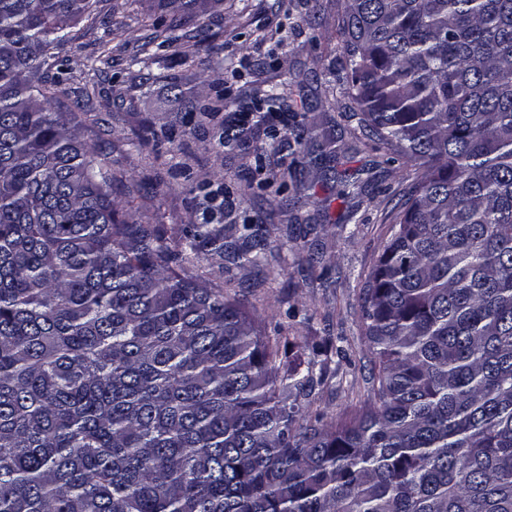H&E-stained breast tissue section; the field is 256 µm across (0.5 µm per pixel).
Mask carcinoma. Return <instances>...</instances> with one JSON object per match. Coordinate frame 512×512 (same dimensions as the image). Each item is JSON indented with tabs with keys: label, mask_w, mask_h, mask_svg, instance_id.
I'll return each instance as SVG.
<instances>
[{
	"label": "carcinoma",
	"mask_w": 512,
	"mask_h": 512,
	"mask_svg": "<svg viewBox=\"0 0 512 512\" xmlns=\"http://www.w3.org/2000/svg\"><path fill=\"white\" fill-rule=\"evenodd\" d=\"M98 2L0 0V512H512V0H342L362 126L423 174L361 292L370 393L327 422L305 400L332 345L297 360L180 273L221 231L174 249L118 218L112 170L30 83ZM168 3L170 48L207 4Z\"/></svg>",
	"instance_id": "obj_1"
}]
</instances>
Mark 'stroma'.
Listing matches in <instances>:
<instances>
[{
	"label": "stroma",
	"instance_id": "1",
	"mask_svg": "<svg viewBox=\"0 0 512 512\" xmlns=\"http://www.w3.org/2000/svg\"><path fill=\"white\" fill-rule=\"evenodd\" d=\"M336 0H223L218 11L184 26L180 51L166 66L151 65L148 87H136L131 59L152 36L147 18L172 19L158 0H100L96 18L72 27L70 43L53 49L66 72L41 67L34 85L53 84L54 107L80 115L97 165L114 174L112 196L123 218L157 226L175 246L194 225L239 239L247 221L270 227L266 266L238 267L203 249L189 255L187 274L242 301L264 335L304 358L340 337L313 407L337 416L366 398L373 361L360 311L364 274L387 239L398 205L410 190L411 167L370 141L337 73ZM204 27L214 47L201 61L192 39ZM285 87V102L252 131L248 152L225 149V124L262 110L270 85ZM226 109H218V101ZM310 133L291 145L296 114ZM332 133L337 171L361 178L362 196H336L335 180L310 158ZM145 144H138V137ZM286 164L283 186L267 185L269 171ZM348 224L349 235L336 234ZM317 263H308V256Z\"/></svg>",
	"mask_w": 512,
	"mask_h": 512
}]
</instances>
